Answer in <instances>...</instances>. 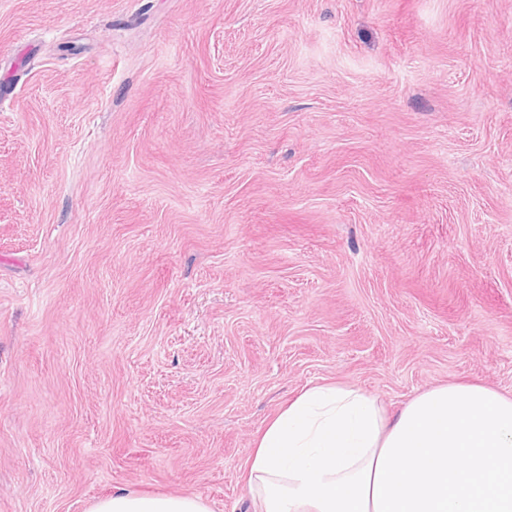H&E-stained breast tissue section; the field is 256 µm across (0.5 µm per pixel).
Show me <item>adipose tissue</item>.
Wrapping results in <instances>:
<instances>
[{
	"mask_svg": "<svg viewBox=\"0 0 512 512\" xmlns=\"http://www.w3.org/2000/svg\"><path fill=\"white\" fill-rule=\"evenodd\" d=\"M253 512H512V395L439 385L387 416L335 383L304 389L248 460ZM90 512H210L197 496L122 491Z\"/></svg>",
	"mask_w": 512,
	"mask_h": 512,
	"instance_id": "adipose-tissue-1",
	"label": "adipose tissue"
}]
</instances>
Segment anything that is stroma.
<instances>
[{
	"label": "stroma",
	"instance_id": "35a3bbf8",
	"mask_svg": "<svg viewBox=\"0 0 512 512\" xmlns=\"http://www.w3.org/2000/svg\"><path fill=\"white\" fill-rule=\"evenodd\" d=\"M0 512H252L336 383L512 392V0H0ZM90 512H210L197 496H169L116 492L96 502Z\"/></svg>",
	"mask_w": 512,
	"mask_h": 512
}]
</instances>
